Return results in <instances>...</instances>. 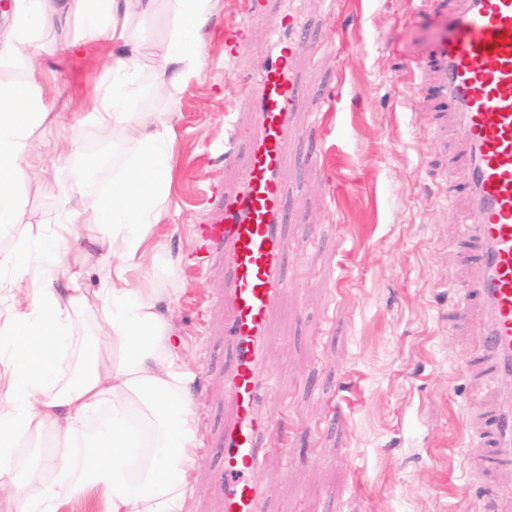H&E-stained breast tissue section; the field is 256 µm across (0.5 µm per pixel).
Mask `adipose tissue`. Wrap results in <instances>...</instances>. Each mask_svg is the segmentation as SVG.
<instances>
[{"label":"adipose tissue","instance_id":"adipose-tissue-1","mask_svg":"<svg viewBox=\"0 0 512 512\" xmlns=\"http://www.w3.org/2000/svg\"><path fill=\"white\" fill-rule=\"evenodd\" d=\"M166 39L144 37L162 5ZM215 0H12L0 26V506L62 512H185L199 466L192 373L173 304L178 262L158 232L172 184L178 112L171 104L204 63L200 31ZM71 55L112 44L90 109L100 139L130 153L105 192L64 190L43 224L24 221L21 187L53 127L58 160L80 143L68 112H51L41 79L45 30ZM169 102L145 112L143 96ZM96 271L95 287L85 278Z\"/></svg>","mask_w":512,"mask_h":512}]
</instances>
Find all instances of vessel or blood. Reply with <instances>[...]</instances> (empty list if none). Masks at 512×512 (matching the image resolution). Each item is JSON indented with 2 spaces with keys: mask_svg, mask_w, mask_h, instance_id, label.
Listing matches in <instances>:
<instances>
[{
  "mask_svg": "<svg viewBox=\"0 0 512 512\" xmlns=\"http://www.w3.org/2000/svg\"><path fill=\"white\" fill-rule=\"evenodd\" d=\"M268 0H238V17L224 25V54L247 49V18L265 13ZM297 10L279 13L271 28L278 49L248 87L255 100L249 130L229 125L225 161L235 159L241 137L251 142L235 187L225 189L224 208L194 227L196 248L223 250L226 334L235 363L226 388L237 421L224 432V510L259 512L260 492L250 475L262 458L261 431L253 412L273 387L261 352L265 326L287 283L280 266L288 244L282 235L278 173L288 159L296 95L290 71L300 48ZM419 78L435 74L443 104L460 136L469 199L464 236L477 246L464 255L469 285L459 314L476 323L480 359L499 385V396L469 444L485 449L491 468L512 478V0H460L442 23V36L416 66Z\"/></svg>",
  "mask_w": 512,
  "mask_h": 512,
  "instance_id": "1",
  "label": "vessel or blood"
}]
</instances>
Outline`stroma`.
Listing matches in <instances>:
<instances>
[{
  "label": "stroma",
  "instance_id": "obj_1",
  "mask_svg": "<svg viewBox=\"0 0 512 512\" xmlns=\"http://www.w3.org/2000/svg\"><path fill=\"white\" fill-rule=\"evenodd\" d=\"M292 1L305 28L282 171L290 286L263 351L273 390L254 411L265 430L253 475L260 512H484L478 489L492 475L479 452L461 448L489 388L474 367L472 328L455 311L465 172L435 79L419 86L413 74L440 36L436 14L456 0H274L273 9ZM236 9L237 0H217L205 62L179 93L161 228L185 288L174 308L198 415L201 464L187 512H224V373L234 358L223 310L199 305L223 290L224 268L212 260L204 275L192 271L193 227L210 207L205 187L235 183L249 157L243 140L225 163L224 127L252 124L244 86L274 54L270 19L258 16L248 49L225 60L224 23ZM45 42V81L75 112L83 149L60 167L49 149L33 157L43 172L24 191L34 225L56 210L75 163L94 167L86 189L101 193L127 151L115 144L113 160L97 163L102 142L86 112L111 43L77 59L57 34Z\"/></svg>",
  "mask_w": 512,
  "mask_h": 512
}]
</instances>
